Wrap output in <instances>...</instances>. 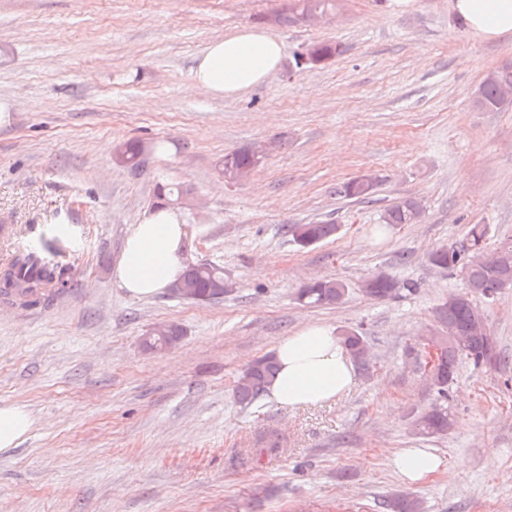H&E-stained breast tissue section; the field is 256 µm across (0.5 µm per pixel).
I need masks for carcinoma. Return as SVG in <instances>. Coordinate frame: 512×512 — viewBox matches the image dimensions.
<instances>
[{
	"mask_svg": "<svg viewBox=\"0 0 512 512\" xmlns=\"http://www.w3.org/2000/svg\"><path fill=\"white\" fill-rule=\"evenodd\" d=\"M335 0H295L289 13L279 16V23H296L302 15L324 17L335 8ZM512 102V66L505 65L493 76H485L475 97V105L484 110H495ZM142 147L137 142L124 145L120 157L131 169L141 165ZM260 164V159L244 147L224 155L220 171L224 177L248 178ZM345 196L361 203L372 200L374 190L363 191L357 181L342 188ZM425 215L421 201L404 198L387 207L380 217V223L387 225L416 224ZM289 240L306 248L316 244L338 231V226L328 222L315 224H289L284 228ZM486 224L471 225L467 243L461 248H440L430 254L431 264L442 269L458 271L464 281V289L448 296L436 308L438 327L431 329L426 337L440 343L442 353L437 377L429 380L431 386L445 395L456 375L459 360L468 359L476 365L495 361L499 356L496 338L492 336L484 310L478 301L495 300L512 293V241L506 240L493 251L484 249L483 241L488 235ZM69 267L61 261L46 263L26 249L14 247V251L0 266V298L28 305L47 293L68 283L66 274ZM224 275V268L206 262L193 273L195 287L205 289ZM401 289H413L410 282H398L394 278L378 274L363 284V291L371 297L386 298ZM348 294L347 285L338 279L315 280L303 286L297 300L304 306H336L344 302ZM359 367L370 372L371 356L366 338L355 331L342 336ZM277 365L269 354L258 358L236 379L234 399L243 406L252 405L275 377ZM452 426V415L445 405H436L420 415L415 421L417 433L440 437ZM392 512H421L420 501L412 496L400 495L389 503Z\"/></svg>",
	"mask_w": 512,
	"mask_h": 512,
	"instance_id": "carcinoma-1",
	"label": "carcinoma"
}]
</instances>
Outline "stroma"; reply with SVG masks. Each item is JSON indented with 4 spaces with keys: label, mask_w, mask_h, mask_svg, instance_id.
<instances>
[{
    "label": "stroma",
    "mask_w": 512,
    "mask_h": 512,
    "mask_svg": "<svg viewBox=\"0 0 512 512\" xmlns=\"http://www.w3.org/2000/svg\"><path fill=\"white\" fill-rule=\"evenodd\" d=\"M291 6L0 0V225L74 235L62 244L72 288L0 301V404L34 419L0 456V512H386L398 494L422 512H512V295L482 304L503 360H460L448 435L413 428L439 401L418 340L463 287L430 253L473 224L489 225L487 250L512 238V105H474L487 72L512 63V35H476L449 0H337L319 24L276 23ZM241 27L283 42L279 70L232 99L190 91L207 44ZM318 43L343 51L297 69ZM130 141L143 147L136 170L117 159ZM253 143L269 146L262 163L225 182L217 162ZM365 175L372 202L341 194ZM161 184L191 197L177 208L186 251L223 266V301L139 300L114 284ZM404 197L424 203L423 221L381 230ZM316 221L340 230L306 249L283 232ZM378 273L415 289L367 296ZM323 278L348 285L345 301L300 305L299 288ZM166 322L180 341L144 352L141 337ZM309 323L365 336L371 372L321 407L237 404L236 377ZM270 442L278 453L264 454ZM400 448L433 449L443 468L406 485L387 463Z\"/></svg>",
    "instance_id": "1"
}]
</instances>
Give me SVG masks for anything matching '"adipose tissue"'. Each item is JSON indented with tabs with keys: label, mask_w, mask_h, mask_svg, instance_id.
I'll list each match as a JSON object with an SVG mask.
<instances>
[{
	"label": "adipose tissue",
	"mask_w": 512,
	"mask_h": 512,
	"mask_svg": "<svg viewBox=\"0 0 512 512\" xmlns=\"http://www.w3.org/2000/svg\"><path fill=\"white\" fill-rule=\"evenodd\" d=\"M450 9L486 38L512 34V0H450ZM283 43L267 30L244 27L211 41L192 69V87L232 98L263 85L278 70ZM186 229L168 209L146 212L132 225L112 271L118 288L136 299L161 295L181 275ZM278 371L268 395L293 410L340 399L356 380L352 358L335 327L307 324L281 337L273 350ZM34 425L25 406L0 405V455L18 448ZM389 462L407 484L424 481L443 462L427 448L393 452Z\"/></svg>",
	"instance_id": "ef3b65f1"
}]
</instances>
